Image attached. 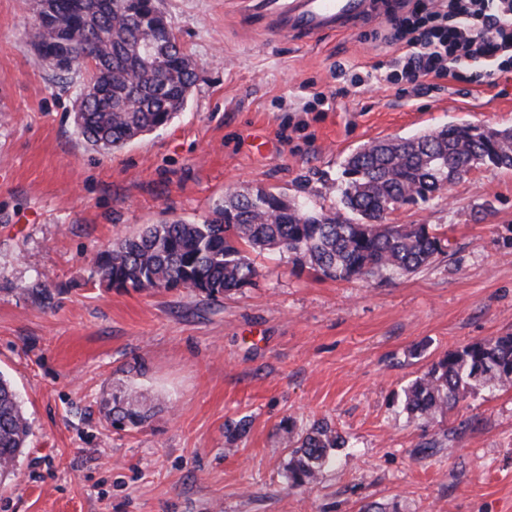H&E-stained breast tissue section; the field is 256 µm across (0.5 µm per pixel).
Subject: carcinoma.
<instances>
[{
  "instance_id": "carcinoma-1",
  "label": "carcinoma",
  "mask_w": 512,
  "mask_h": 512,
  "mask_svg": "<svg viewBox=\"0 0 512 512\" xmlns=\"http://www.w3.org/2000/svg\"><path fill=\"white\" fill-rule=\"evenodd\" d=\"M150 22L133 0H112V13H86L76 27L65 16L36 15L28 35L66 40L81 58L92 57L112 83V102L87 101L80 132L96 150L119 148L154 131L160 117L171 121L187 103L197 77L176 48L145 54ZM167 64L160 73V64ZM169 89L159 93L161 80ZM462 173L484 167L512 169V134H475L470 124L450 123L410 138L363 145L342 165L339 211L307 203L280 205L270 190H234L224 206L201 223L181 220L152 224L101 252L93 275L117 290L185 288L208 297L251 283L258 269L249 254L288 252L300 264L336 280L404 277L428 268L448 245L428 224H387L388 215L407 204L425 202L448 180V163ZM512 387V334L474 342L449 352L404 390V409L412 418L436 422L451 408L486 392ZM140 395L130 390L115 402L113 417L139 424ZM294 445L284 466L288 486L317 482L332 462V451L346 438L325 421L297 432L284 428ZM32 426L10 380L0 373V484L15 473Z\"/></svg>"
}]
</instances>
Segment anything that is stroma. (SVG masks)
Returning <instances> with one entry per match:
<instances>
[{
  "label": "stroma",
  "mask_w": 512,
  "mask_h": 512,
  "mask_svg": "<svg viewBox=\"0 0 512 512\" xmlns=\"http://www.w3.org/2000/svg\"><path fill=\"white\" fill-rule=\"evenodd\" d=\"M248 2L159 0L198 81L166 127L96 151L73 121L86 70L38 65L35 0H0V372L33 430L0 512H512V389L436 425L403 409L448 351L512 333V170L389 215L449 242L400 279L333 281L288 253L255 256L253 284L216 298L91 279L115 241L203 221L228 191L329 209L359 145L451 122L512 129V80L345 92L337 66L386 59L389 19L305 42L270 37ZM320 94L323 111H304ZM130 387L150 417L113 425ZM291 419L348 441L292 490Z\"/></svg>",
  "instance_id": "35a3bbf8"
}]
</instances>
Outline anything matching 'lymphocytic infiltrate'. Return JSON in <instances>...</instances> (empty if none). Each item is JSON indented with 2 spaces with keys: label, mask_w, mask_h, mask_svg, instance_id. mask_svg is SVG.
Masks as SVG:
<instances>
[{
  "label": "lymphocytic infiltrate",
  "mask_w": 512,
  "mask_h": 512,
  "mask_svg": "<svg viewBox=\"0 0 512 512\" xmlns=\"http://www.w3.org/2000/svg\"><path fill=\"white\" fill-rule=\"evenodd\" d=\"M400 18L389 38L396 50L350 84L425 79L494 85L512 76V0H394Z\"/></svg>",
  "instance_id": "f902f5d3"
}]
</instances>
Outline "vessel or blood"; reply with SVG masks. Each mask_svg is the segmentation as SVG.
I'll return each instance as SVG.
<instances>
[{
	"label": "vessel or blood",
	"mask_w": 512,
	"mask_h": 512,
	"mask_svg": "<svg viewBox=\"0 0 512 512\" xmlns=\"http://www.w3.org/2000/svg\"><path fill=\"white\" fill-rule=\"evenodd\" d=\"M370 5L371 0H253L256 16L273 34L309 40L359 23Z\"/></svg>",
	"instance_id": "b4317fda"
}]
</instances>
